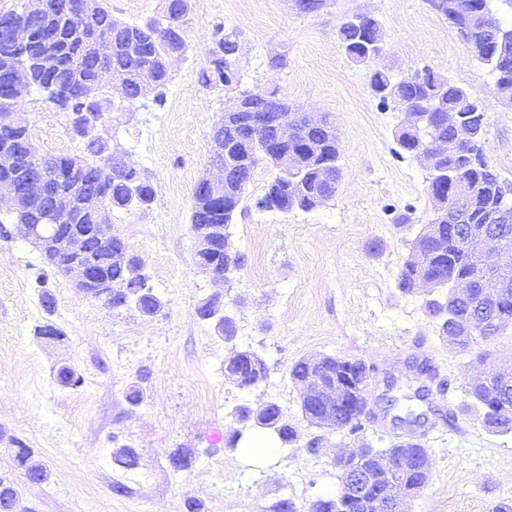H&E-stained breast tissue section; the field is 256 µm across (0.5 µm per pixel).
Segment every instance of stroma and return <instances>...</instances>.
<instances>
[{
  "mask_svg": "<svg viewBox=\"0 0 512 512\" xmlns=\"http://www.w3.org/2000/svg\"><path fill=\"white\" fill-rule=\"evenodd\" d=\"M355 14L372 17L383 32L381 54L366 64L350 61L339 40L341 24ZM188 19L187 50L171 65L163 103L145 96L104 124L114 150L155 189L147 210H114L108 222L142 257L148 283L165 303L160 313L146 317L84 296L30 243L0 233V475L20 485L24 512H183L191 498L206 512H272L283 499L306 512L313 500L337 493L335 459L366 444L387 447L393 437L387 420H366L353 434L307 424L302 388L289 370L316 354L364 362L373 397L385 375L405 377L413 355L445 381L431 396L429 420L437 429L423 441L431 477L407 498L406 512H493L512 504V433L488 432L467 393L472 379L512 368V329L457 351L423 312L422 294L396 288L434 206L425 168L396 145L401 108L381 106L370 88L378 69L399 76L428 69L463 86L488 117V160L512 180V107L488 67L428 0H322L312 13L296 0H188ZM219 28L237 36L241 89H275L300 111L333 119L341 169L332 199L287 213L257 208L274 171L255 170L232 229L247 261L228 287L198 271L191 227L210 131L231 103L230 94L198 81ZM17 110L41 153H81L67 114L41 93H24ZM407 212L415 223L397 224ZM213 293L223 294L235 321L232 342L196 314ZM46 294L56 302L50 315L42 306ZM46 321L62 331V341L36 339L35 327ZM233 346L261 356L266 382L248 389L225 382L224 358ZM62 365L76 372L79 385L57 381ZM134 387L142 393L137 405L127 399ZM270 401L298 428L300 441L268 462L225 447L237 426L233 410ZM315 435L320 452L312 455L305 440ZM14 438L46 464V482H26ZM124 445L139 455L129 472L112 461L113 449ZM177 448L191 453L188 469L170 466ZM119 479L126 485L120 495L112 490Z\"/></svg>",
  "mask_w": 512,
  "mask_h": 512,
  "instance_id": "stroma-1",
  "label": "stroma"
}]
</instances>
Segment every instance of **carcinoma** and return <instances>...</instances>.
Instances as JSON below:
<instances>
[{
  "instance_id": "carcinoma-1",
  "label": "carcinoma",
  "mask_w": 512,
  "mask_h": 512,
  "mask_svg": "<svg viewBox=\"0 0 512 512\" xmlns=\"http://www.w3.org/2000/svg\"><path fill=\"white\" fill-rule=\"evenodd\" d=\"M492 2L494 0H463L464 11L449 20V23L460 31L467 26L469 12L482 10L486 21L468 31L467 41L476 58L490 67L498 89L507 92L512 98V51L502 54L494 52L497 31L508 28V25L494 11ZM2 16L24 21L38 37H52L56 67L47 73L39 70L33 60V52L24 51L6 41L0 31V71L7 69L14 78L24 80L43 92L46 101L61 112H81L93 100L103 120L113 112L126 110L140 99L144 82L154 84V101L162 102L164 89L171 79L165 61L173 52L184 50L187 46V5H181V11L177 12L170 6V0H164L159 15L139 24H128L112 16L105 0H50L49 11L40 15L27 14L24 0H12L11 7L0 9ZM375 26L377 22L368 16L362 17L359 24L343 23L339 29L342 46L347 49L357 48L363 30ZM236 44L233 35L225 34L220 29L216 31L206 62L199 72V82L204 88L223 93L237 91L240 75ZM113 80L124 85L126 104L122 106L112 101ZM371 85H388L398 97L414 106L427 99L439 102L438 111L430 116V123L424 122L415 129L402 125L395 131L398 147L408 152L415 144L427 145L433 137L447 141L448 157L427 169V185L434 186L429 196L446 192L443 183L447 172L452 171L465 180L468 191L475 197L476 205L470 217L471 222L480 227L511 232L512 219L507 223L487 222L489 211L499 202L502 191L512 192V182L502 179L496 168L487 161L482 146L487 115L466 89L434 72L427 73L423 80L417 81L410 77L397 80L387 71L376 70L372 73ZM240 95L250 114L285 115L295 124L300 140L324 143V152L317 159L321 166L316 175L306 172L299 176L293 173L275 174L263 197L257 201V207L270 210L276 204L280 210H287V200L293 194L297 180L307 183L313 194L331 199L340 179V150L332 122L325 118L320 127H309L303 113L295 111L276 89L257 93L242 91ZM448 110L461 113L476 132L474 143L466 150L454 147V132L441 120ZM212 133L224 147L227 194L232 200L233 209L224 211V204L217 205L208 200L196 186L192 192L191 224L194 228L200 224H219L224 238L228 239L232 236L231 227L248 184L262 162L260 156L263 152L259 148L251 154L242 150L247 128L235 114H224L213 126ZM82 145L81 156L52 157L38 153L26 123L12 135L0 133V150L9 146L20 147L27 156L23 175L17 180L19 184L35 175L48 179L64 177L69 174L72 166H78L76 178L69 186L74 188L80 200L86 202L80 220L86 230L93 223L91 210L96 205L131 211L140 209L138 198L141 196L154 201L153 185L134 167L114 174L112 184L105 189L101 188L97 183L99 170L103 164L114 160L116 153L112 151L108 140L96 134L83 138ZM51 209L50 199L43 198L32 202L28 210L16 212L14 220L23 224H43ZM454 223V213L451 211L441 218L434 217L428 221L432 225L431 230L424 235H417L412 240V247L418 246L430 255L429 265L423 269L402 267L397 275L396 288L404 294H414L418 290L419 279L427 277L447 289L441 299H423L422 307L435 321L438 335L448 345L464 352L470 349L473 342L467 337L456 335L453 319L467 318L469 307L481 304L482 289L471 286V302L461 304L457 303L450 291L452 281L469 279L474 274L472 256L459 246V240L451 233ZM88 247L101 274L126 283L124 300L113 304L114 308L133 305L139 312L152 316L162 310L163 300L147 286L146 275H133L134 268L143 267V262L129 250L123 239L116 238L112 246L104 248L91 237ZM244 261L245 255L239 250L195 254V263H215L223 267L229 276L240 270ZM359 365L358 360L331 356L326 360L325 369L339 375L347 368L355 372ZM507 373L512 374V369L498 370L490 375V379L473 382L467 389L478 420L492 433L512 432V388L505 391L502 383V376ZM365 394L366 390L358 388L348 404L336 408L309 402L303 411L305 420L327 413L335 419L334 428L355 433L360 430L362 420L370 415ZM233 417L238 422L252 420L273 430L284 445L293 444L299 439L296 427L288 422L280 406L274 402L265 408L238 407ZM385 451L401 462L399 479L404 489L415 490L430 479L429 457L421 441L397 437ZM16 456L27 482L41 484L48 479L47 467L35 458L33 449L21 444ZM112 459L126 471L137 466L136 451L128 446L114 449ZM336 466L341 471L337 495L314 500L307 512H385L382 504L374 500L372 495L348 482L351 473L368 471L375 479V485L386 483L385 475L378 471L372 460L371 450H366L355 461L351 459L344 463L338 460ZM19 501V486L12 479L0 476V512H11L14 504Z\"/></svg>"
}]
</instances>
